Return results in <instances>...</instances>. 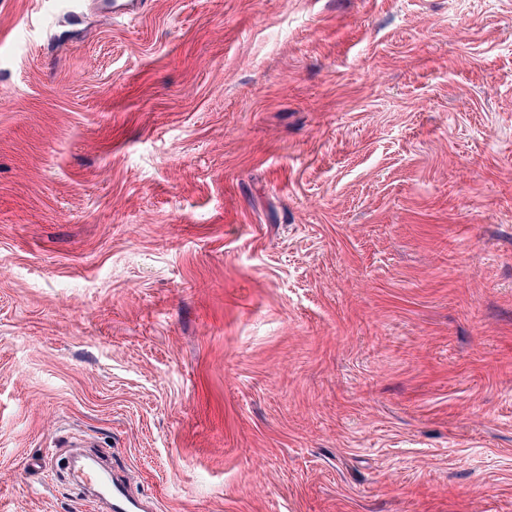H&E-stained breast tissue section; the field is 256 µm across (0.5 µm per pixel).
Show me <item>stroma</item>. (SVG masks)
<instances>
[{
    "label": "stroma",
    "instance_id": "35a3bbf8",
    "mask_svg": "<svg viewBox=\"0 0 512 512\" xmlns=\"http://www.w3.org/2000/svg\"><path fill=\"white\" fill-rule=\"evenodd\" d=\"M512 512V0H0V512ZM103 489L101 498L104 499L107 509L113 512H143L147 511L144 502L136 496L128 486L114 473L110 475H94Z\"/></svg>",
    "mask_w": 512,
    "mask_h": 512
}]
</instances>
